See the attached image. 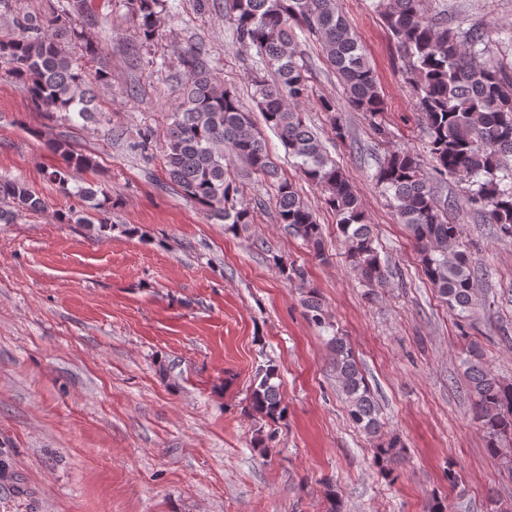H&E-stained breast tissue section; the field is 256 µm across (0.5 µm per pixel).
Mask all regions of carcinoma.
<instances>
[{
  "instance_id": "carcinoma-1",
  "label": "carcinoma",
  "mask_w": 512,
  "mask_h": 512,
  "mask_svg": "<svg viewBox=\"0 0 512 512\" xmlns=\"http://www.w3.org/2000/svg\"><path fill=\"white\" fill-rule=\"evenodd\" d=\"M93 0H66L47 16L25 15L16 21L17 34L0 41V70L20 82L33 105L95 119L93 83L105 84V70L88 73L62 44L76 45L87 60L99 54L98 43L77 27L92 13ZM128 11L144 40L159 36L160 0H127ZM376 8L407 65L417 105L426 125L433 171L468 183L466 204L485 224L512 238V61L479 63L477 57L501 35L494 26H470L458 32L428 15L425 0H378ZM233 38L256 49L258 64L274 81H255L257 107L265 123L279 137L288 156L304 177L319 187L336 213V230L344 255L368 294L387 287L386 265L374 246L355 187L325 150L321 138L307 125L300 105L312 96L299 35L313 37L326 62L338 74L349 105L374 118L384 110L374 70L339 13L336 0H231ZM183 72L181 101L166 131L165 174L183 195L215 219L224 230L254 223L259 202L244 197L243 186L226 173V154L243 164L242 177L271 182L278 207V223L303 240L322 260V226L288 180L277 169L261 132L238 96L217 84L200 48L188 47L177 57ZM63 166L49 179L67 189L73 168L89 167L94 160L76 152L64 140L52 145ZM376 180L389 196L398 223L405 225L415 243L425 277L437 288L448 310L462 322L472 320L478 306L475 268L462 243V228L443 216L434 200L429 178L408 151L390 154L379 166ZM104 214L107 195L92 188L79 190ZM46 201L18 178L0 180V223L13 222L22 211L41 213ZM307 319L326 327V313L315 291L304 300ZM327 344L333 356L336 381L345 396L351 422L370 437L380 432V407L361 373L347 337L336 332ZM462 363L468 382L473 417L493 458L512 444V382L499 378L485 365L482 346L471 342ZM278 369L261 368L251 385L254 411L278 422L287 407L279 392ZM404 444L393 436L374 449L375 462L385 473L402 455Z\"/></svg>"
}]
</instances>
